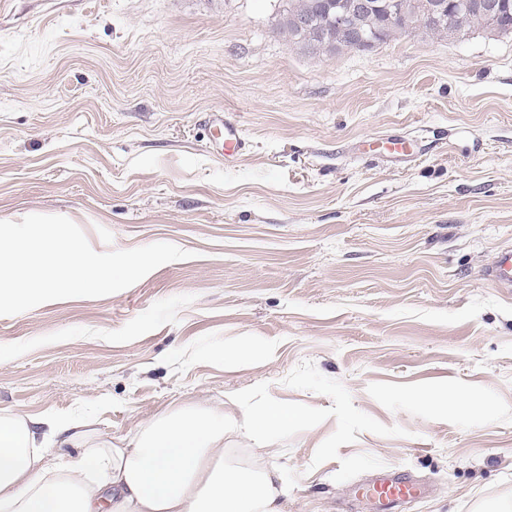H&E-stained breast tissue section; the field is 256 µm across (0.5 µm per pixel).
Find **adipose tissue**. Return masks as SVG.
<instances>
[{
	"mask_svg": "<svg viewBox=\"0 0 512 512\" xmlns=\"http://www.w3.org/2000/svg\"><path fill=\"white\" fill-rule=\"evenodd\" d=\"M300 421L280 404L243 415L255 435ZM224 425L223 407L184 405L113 443L87 420L1 414L0 512H285L280 471L229 458Z\"/></svg>",
	"mask_w": 512,
	"mask_h": 512,
	"instance_id": "ef3b65f1",
	"label": "adipose tissue"
}]
</instances>
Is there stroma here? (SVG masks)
Instances as JSON below:
<instances>
[{"label":"stroma","mask_w":512,"mask_h":512,"mask_svg":"<svg viewBox=\"0 0 512 512\" xmlns=\"http://www.w3.org/2000/svg\"><path fill=\"white\" fill-rule=\"evenodd\" d=\"M281 0H0V220L62 215L99 252L191 251L133 286L0 317V414L116 440L185 404L280 403L224 436L279 467L287 512L512 505V34H411L313 57ZM247 142L225 162L210 115ZM403 134L416 157L359 152ZM251 338L250 356L224 352ZM454 397L456 405L445 404ZM482 278L498 288H512V247L503 246L494 261L482 270ZM301 421L298 412L280 404H270L243 414V427L255 435L273 430H286ZM369 492L379 503L380 512H391L393 507L402 501L423 496L421 486L413 481H396L380 479L368 487Z\"/></svg>","instance_id":"obj_1"}]
</instances>
